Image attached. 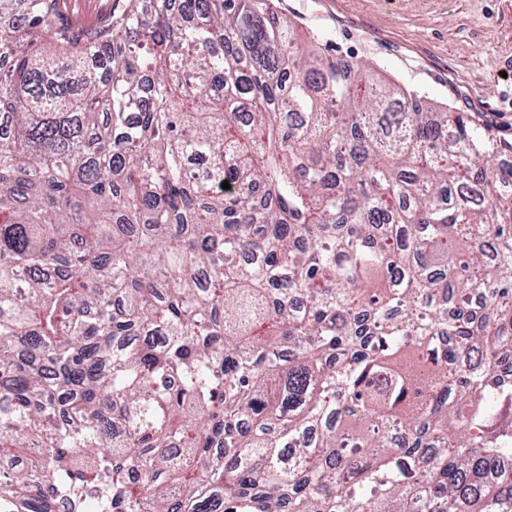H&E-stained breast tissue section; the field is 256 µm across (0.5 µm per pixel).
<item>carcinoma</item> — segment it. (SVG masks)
<instances>
[{
	"label": "carcinoma",
	"instance_id": "cac0c4a2",
	"mask_svg": "<svg viewBox=\"0 0 512 512\" xmlns=\"http://www.w3.org/2000/svg\"><path fill=\"white\" fill-rule=\"evenodd\" d=\"M271 2L0 0V512H512V142ZM124 0H60V19L69 27L89 29L111 13H117Z\"/></svg>",
	"mask_w": 512,
	"mask_h": 512
}]
</instances>
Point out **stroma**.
<instances>
[{
    "mask_svg": "<svg viewBox=\"0 0 512 512\" xmlns=\"http://www.w3.org/2000/svg\"><path fill=\"white\" fill-rule=\"evenodd\" d=\"M299 34L512 140V0H274ZM123 0H60L89 29Z\"/></svg>",
    "mask_w": 512,
    "mask_h": 512,
    "instance_id": "stroma-1",
    "label": "stroma"
}]
</instances>
